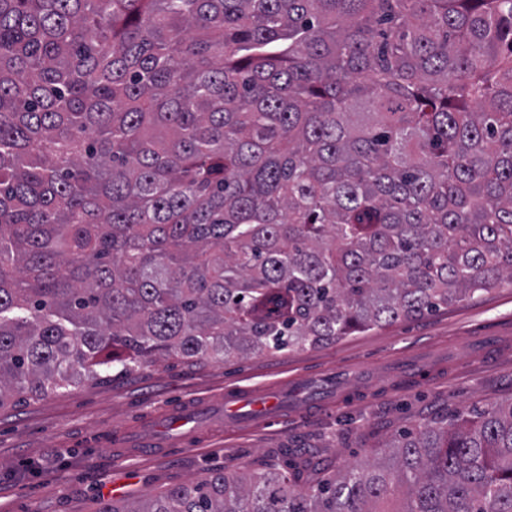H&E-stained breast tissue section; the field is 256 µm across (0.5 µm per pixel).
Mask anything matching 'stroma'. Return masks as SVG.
<instances>
[{"label": "stroma", "instance_id": "35a3bbf8", "mask_svg": "<svg viewBox=\"0 0 512 512\" xmlns=\"http://www.w3.org/2000/svg\"><path fill=\"white\" fill-rule=\"evenodd\" d=\"M495 330L492 359L475 340ZM315 372L345 375L333 402L276 424L230 426L229 388L262 391ZM512 399V286L419 319L400 320L317 348L229 362L160 359L95 383L0 409V512H96L99 499L135 506L211 469L261 468L302 457L300 485L374 460L407 429ZM206 403L180 447L117 448L115 434L163 422L174 407Z\"/></svg>", "mask_w": 512, "mask_h": 512}]
</instances>
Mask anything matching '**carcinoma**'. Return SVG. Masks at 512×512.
I'll return each mask as SVG.
<instances>
[{"mask_svg": "<svg viewBox=\"0 0 512 512\" xmlns=\"http://www.w3.org/2000/svg\"><path fill=\"white\" fill-rule=\"evenodd\" d=\"M512 283V0H0V408ZM512 512V399L303 489L97 512Z\"/></svg>", "mask_w": 512, "mask_h": 512, "instance_id": "1", "label": "carcinoma"}]
</instances>
